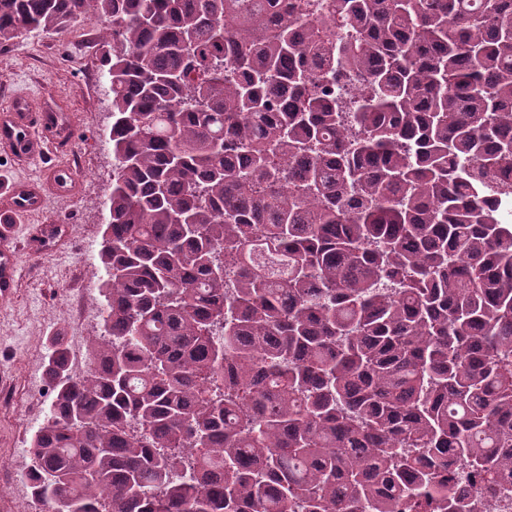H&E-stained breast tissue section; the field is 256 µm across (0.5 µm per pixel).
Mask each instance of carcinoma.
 <instances>
[{
  "mask_svg": "<svg viewBox=\"0 0 512 512\" xmlns=\"http://www.w3.org/2000/svg\"><path fill=\"white\" fill-rule=\"evenodd\" d=\"M98 23L102 340L48 512H474L512 484V0H0ZM360 81L336 98L329 81ZM457 471H454L452 474V482L458 486L460 489L467 490L469 495L472 496L480 503V507L476 512H485L482 504L484 502H488L493 505V512H512V485L511 488L507 490L500 489L493 496H486L483 494V484L485 481L477 476L476 474H472V478L470 482L467 483H459L457 482ZM482 496L483 502L479 500L478 496Z\"/></svg>",
  "mask_w": 512,
  "mask_h": 512,
  "instance_id": "1",
  "label": "carcinoma"
}]
</instances>
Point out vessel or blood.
<instances>
[{
	"mask_svg": "<svg viewBox=\"0 0 512 512\" xmlns=\"http://www.w3.org/2000/svg\"><path fill=\"white\" fill-rule=\"evenodd\" d=\"M56 113L35 108L24 99L15 100L11 108L0 113V150L9 152L17 162L26 164L41 157L47 150L60 148L56 132ZM79 185V171L56 166L33 183L14 184L6 195L10 214L22 215L39 210L46 194H74ZM21 249L13 225H0V297L12 295L19 276Z\"/></svg>",
	"mask_w": 512,
	"mask_h": 512,
	"instance_id": "b4317fda",
	"label": "vessel or blood"
}]
</instances>
